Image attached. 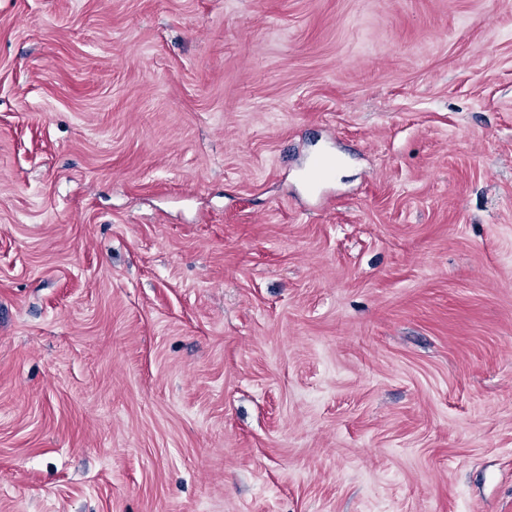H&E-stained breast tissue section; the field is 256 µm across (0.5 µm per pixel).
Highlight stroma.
<instances>
[{"label": "stroma", "instance_id": "obj_1", "mask_svg": "<svg viewBox=\"0 0 512 512\" xmlns=\"http://www.w3.org/2000/svg\"><path fill=\"white\" fill-rule=\"evenodd\" d=\"M0 512H512V0H0Z\"/></svg>", "mask_w": 512, "mask_h": 512}]
</instances>
